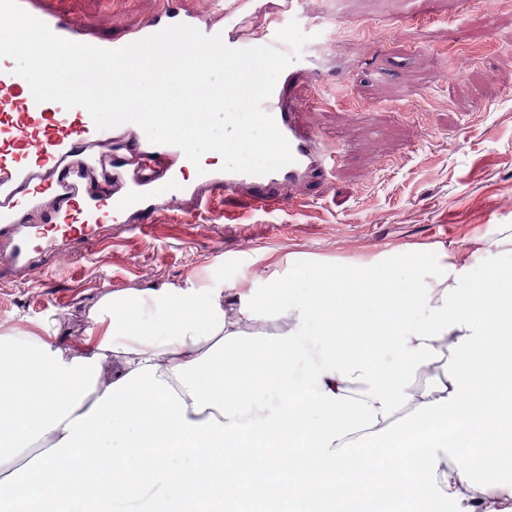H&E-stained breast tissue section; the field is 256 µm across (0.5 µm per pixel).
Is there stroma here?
I'll return each mask as SVG.
<instances>
[{
	"label": "stroma",
	"mask_w": 512,
	"mask_h": 512,
	"mask_svg": "<svg viewBox=\"0 0 512 512\" xmlns=\"http://www.w3.org/2000/svg\"><path fill=\"white\" fill-rule=\"evenodd\" d=\"M160 2L45 5L111 38ZM300 28L304 54L348 66L297 88L301 124L340 148L335 168L274 211L241 193L186 195L160 215L132 210L96 244L0 260V334L69 346L104 295L128 289L197 286L234 303L303 272L390 266L428 288L494 261L512 235V0H307Z\"/></svg>",
	"instance_id": "35a3bbf8"
}]
</instances>
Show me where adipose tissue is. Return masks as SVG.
Segmentation results:
<instances>
[{
	"mask_svg": "<svg viewBox=\"0 0 512 512\" xmlns=\"http://www.w3.org/2000/svg\"><path fill=\"white\" fill-rule=\"evenodd\" d=\"M396 272L301 280L292 293L240 295L225 306L209 288L106 294L89 312L103 335L60 348L0 336V512L34 491L61 512H186L197 480L221 488L211 452L268 444L269 470L293 462L304 498L317 480L356 471L370 447L415 451L420 500L479 512L488 492L512 497V446L488 444L482 464L453 423L496 422L499 402L474 379L493 331L512 334V248L480 280H439L427 291ZM278 321L250 333L260 315ZM432 369L424 386L416 369ZM151 458L130 484L109 448Z\"/></svg>",
	"mask_w": 512,
	"mask_h": 512,
	"instance_id": "adipose-tissue-1",
	"label": "adipose tissue"
}]
</instances>
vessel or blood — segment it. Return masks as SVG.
<instances>
[{
	"mask_svg": "<svg viewBox=\"0 0 512 512\" xmlns=\"http://www.w3.org/2000/svg\"><path fill=\"white\" fill-rule=\"evenodd\" d=\"M19 4L57 36L100 48H120L178 23L191 25L208 36L221 34L232 48L253 45L240 31L238 11L255 6L256 0H232L219 27L197 15L174 10L168 0H163L154 18L112 40L102 39L73 19L44 9L40 0H19ZM328 66V61L321 58L300 57L281 73L271 97L263 105L287 138L294 163L262 175L209 169L190 185L176 171L161 177L155 171L156 165L168 159L189 167L190 162L180 148L151 143L143 130L132 123L100 130L84 108L67 109L54 101L36 102L28 83L14 74L13 60L0 58V236H11L14 259L28 262L34 256L53 252L64 241L94 242L96 225L123 223L133 207L149 209L156 199H177L190 193L196 184L228 192L244 186L249 189L250 201L256 209L279 207L281 200L271 194V186L303 181L316 170L335 166L339 159L331 145L298 122L303 103L295 95L297 81L320 76ZM119 132L131 138L142 161L135 181H128L123 171L113 173L117 182H131V189L104 197L82 195L80 183L93 163L86 160L75 165L72 157L79 148L111 144ZM48 197L60 202L54 223H21V213H35Z\"/></svg>",
	"mask_w": 512,
	"mask_h": 512,
	"instance_id": "vessel-or-blood-1",
	"label": "vessel or blood"
}]
</instances>
